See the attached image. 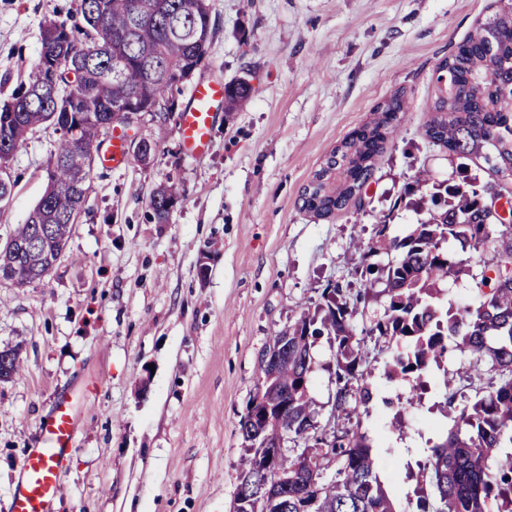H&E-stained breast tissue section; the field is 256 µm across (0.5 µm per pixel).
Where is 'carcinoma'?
I'll return each instance as SVG.
<instances>
[{
	"label": "carcinoma",
	"mask_w": 512,
	"mask_h": 512,
	"mask_svg": "<svg viewBox=\"0 0 512 512\" xmlns=\"http://www.w3.org/2000/svg\"><path fill=\"white\" fill-rule=\"evenodd\" d=\"M81 23L67 26L50 20L41 29L40 54L56 68L75 67L73 84L53 87L38 67L0 105V164L20 151L28 134L43 124L59 133L47 187L26 222L11 239L25 249L0 248V278L17 285L50 273L72 233L71 216L89 189L85 148L99 147L110 125L125 124V109L167 120L174 111L173 90L190 81L206 59L213 33L210 0H79ZM252 87L239 82L226 88L231 106L245 104ZM398 96L377 106L374 118L354 130L326 159V181L303 192L302 208L327 218L349 207H364L360 188L374 174V159L398 131L403 118ZM424 135L448 155L479 160L484 168L512 183V7L496 6L477 24L444 63L434 79V99ZM78 128L83 145L70 135ZM434 192L412 202L425 217L396 236L381 224L378 240L362 251L366 303L382 286V311L365 335L387 344L385 367L391 378L418 381L431 364L451 350L471 358L465 380L487 378L474 397L448 382V404L457 397L453 426L429 448L419 477L433 497L416 491L413 512H512V223L496 224L480 196L483 187L468 176L433 186ZM180 196L177 186L160 185L150 199L156 219L168 220ZM454 245L451 251L448 245ZM383 251V265L369 258ZM480 274L471 273V258L484 255ZM468 276L478 304L461 309L440 303V288ZM358 311L342 299L336 285L321 293L314 309H304L278 332L266 350L278 356L275 383L265 385L270 370L259 364L256 388L239 420L250 457L239 475L235 503L248 512H400L377 475L370 438L343 426L332 437H315V447L290 454L270 448L253 418L271 408L294 437L309 438L316 429L311 384L312 348L322 336L336 343L334 419H351L367 408L372 394L365 384L364 339L353 319ZM20 365L18 352L0 351V378H11ZM336 463L334 476L323 477L325 462ZM288 484L269 492L276 473Z\"/></svg>",
	"instance_id": "obj_1"
}]
</instances>
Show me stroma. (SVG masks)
Here are the masks:
<instances>
[{
  "label": "stroma",
  "mask_w": 512,
  "mask_h": 512,
  "mask_svg": "<svg viewBox=\"0 0 512 512\" xmlns=\"http://www.w3.org/2000/svg\"><path fill=\"white\" fill-rule=\"evenodd\" d=\"M493 0H211L214 34L202 75L253 88L243 107H221L204 160L190 158L176 119L142 116L128 137L154 148L149 163L96 159L78 224L40 281L0 282V351L21 368L0 381V512H10L20 462L57 392H68L76 449L54 512H234L247 456L239 419L261 353L323 288L347 302L361 289V254L380 220L401 235L418 216L404 190L419 171L457 175L459 158L433 146L424 124L438 63ZM78 0H0V102L27 81L49 20ZM404 99L396 136L375 159L360 210L317 218L304 188L374 108ZM58 140L30 134L7 169L0 243L47 187ZM182 194L166 223L150 199L164 182ZM336 346L312 350L310 396L318 428L334 426ZM372 400L358 417L378 474L398 508L413 498L430 442L451 427L445 377L466 371L453 354L424 376L426 393L391 380L381 345L366 342Z\"/></svg>",
  "instance_id": "obj_1"
}]
</instances>
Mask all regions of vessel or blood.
Returning <instances> with one entry per match:
<instances>
[{"label":"vessel or blood","mask_w":512,"mask_h":512,"mask_svg":"<svg viewBox=\"0 0 512 512\" xmlns=\"http://www.w3.org/2000/svg\"><path fill=\"white\" fill-rule=\"evenodd\" d=\"M224 100L223 83L199 78L190 102L178 117V133L185 152L204 159L211 146L215 109ZM76 425L69 395L57 396L39 435L22 459L15 485L12 512H52L62 472L75 449Z\"/></svg>","instance_id":"vessel-or-blood-1"}]
</instances>
